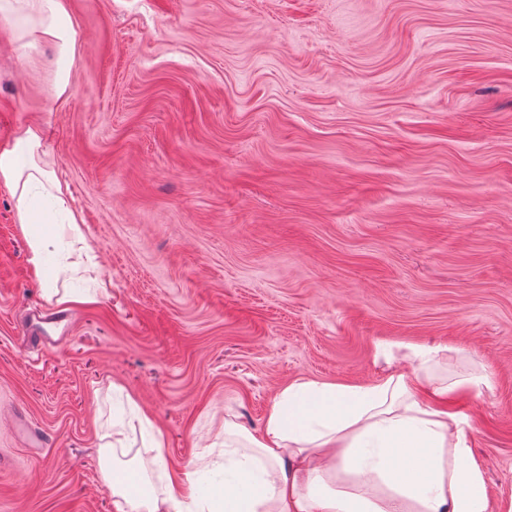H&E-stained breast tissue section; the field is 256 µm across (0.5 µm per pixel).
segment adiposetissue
Returning a JSON list of instances; mask_svg holds the SVG:
<instances>
[{
	"label": "adipose tissue",
	"mask_w": 512,
	"mask_h": 512,
	"mask_svg": "<svg viewBox=\"0 0 512 512\" xmlns=\"http://www.w3.org/2000/svg\"><path fill=\"white\" fill-rule=\"evenodd\" d=\"M15 51L40 42L56 49V98H63L79 58L66 0H0ZM41 125L20 126L0 140V188L28 244V261L48 299L70 306L83 294L58 288L76 264L72 242L81 217L66 183L41 162ZM413 368L363 385L295 382L286 386L259 433L224 425L233 474L213 502L219 512H491L484 471L470 446L471 427L451 404L482 397L483 373L432 379L431 367L457 350L402 344ZM391 347L378 353L391 355ZM115 512H188L201 503L194 471L148 485L134 463L106 466Z\"/></svg>",
	"instance_id": "obj_1"
}]
</instances>
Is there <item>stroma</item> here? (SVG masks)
Listing matches in <instances>:
<instances>
[{"mask_svg":"<svg viewBox=\"0 0 512 512\" xmlns=\"http://www.w3.org/2000/svg\"><path fill=\"white\" fill-rule=\"evenodd\" d=\"M81 58L0 22V138L40 124L95 255L57 348L0 190V512H113L99 448L152 488L224 470L289 383L461 349L491 387L456 408L492 512L512 505V0H67ZM24 411L55 441L37 452ZM163 462H154L152 434ZM62 321L71 322V314H61L57 312H40L32 317L31 328L22 327V338L27 352L40 351L43 348V336L40 329L42 323H59Z\"/></svg>","mask_w":512,"mask_h":512,"instance_id":"35a3bbf8","label":"stroma"}]
</instances>
